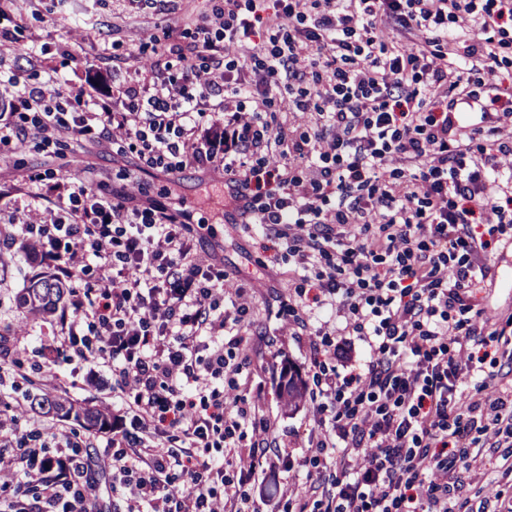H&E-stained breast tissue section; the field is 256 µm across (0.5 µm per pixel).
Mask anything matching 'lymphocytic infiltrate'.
Returning <instances> with one entry per match:
<instances>
[{"mask_svg":"<svg viewBox=\"0 0 512 512\" xmlns=\"http://www.w3.org/2000/svg\"><path fill=\"white\" fill-rule=\"evenodd\" d=\"M208 2L178 33L189 50L157 43L161 70L111 98L11 74L0 148L220 170L224 219L293 260L276 315L309 338L308 452L293 459L260 407L266 340L202 257L207 222L131 178L103 196L33 170L56 210H14L0 246L23 236L87 275L49 349L109 373L120 410L96 461L64 427L0 421V512H95L101 470L115 512H254L268 474L296 467L277 512H448L449 449L512 439V392L476 377L488 346L512 352V323L477 299L512 228V0ZM352 336L369 359L337 365Z\"/></svg>","mask_w":512,"mask_h":512,"instance_id":"1","label":"lymphocytic infiltrate"}]
</instances>
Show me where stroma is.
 Masks as SVG:
<instances>
[{
    "instance_id": "obj_1",
    "label": "stroma",
    "mask_w": 512,
    "mask_h": 512,
    "mask_svg": "<svg viewBox=\"0 0 512 512\" xmlns=\"http://www.w3.org/2000/svg\"><path fill=\"white\" fill-rule=\"evenodd\" d=\"M205 0H159L154 8H143L135 0H67L64 13L51 11L49 0H15L14 11L21 15V29L13 31L15 44L0 50V72L48 70L59 66V75L68 88L84 85L89 72L101 71L105 82L125 83L136 79L137 64H150V53L140 52L141 43L163 29L182 25L188 13L205 11ZM140 53V63L123 62L128 53ZM73 152L64 157L47 156L40 141L30 139L15 150L0 153V228L8 221L12 208L27 206L34 213L44 208L37 189L25 184L23 176L30 169H53L58 175H75ZM85 161L93 166V178L103 191H111L122 171L136 172V160L119 158L111 151H92ZM153 190L173 187L176 197L185 199L196 215L210 216L224 208V186L207 169H187L174 174H157L147 178ZM215 253L224 260V271L231 286L249 287L247 272L266 263L255 297L259 310L255 331L274 333L278 348L296 366H305L309 347L278 327L267 305L274 301L277 289L287 287L292 263L285 248L268 242L261 230L240 225H220L214 239ZM54 268L41 256H28L18 247L0 250V343L7 345L10 356L31 367L32 382L18 390L0 389V417L22 414L35 420L33 411L25 409L27 394L42 390L40 367L44 363L41 348L50 341L58 317L51 314L25 320L15 307V295L35 277L53 273ZM65 378L56 396L87 402L104 408L112 406V386L90 381L86 365L64 366ZM263 409L278 427L288 428L294 457L306 452L302 430L311 413L307 401L289 404L286 393L269 384L264 390ZM501 449H483L472 459L471 469L449 499V504L467 502L471 512H506L512 506V479L502 477L496 467Z\"/></svg>"
}]
</instances>
